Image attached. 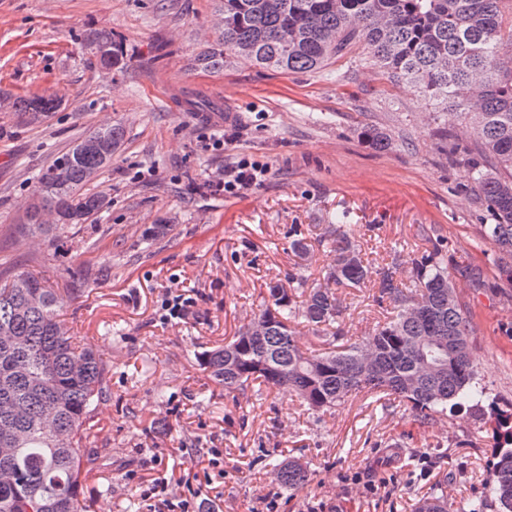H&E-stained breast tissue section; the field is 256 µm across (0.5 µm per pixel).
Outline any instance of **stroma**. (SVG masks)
Here are the masks:
<instances>
[{"label": "stroma", "mask_w": 512, "mask_h": 512, "mask_svg": "<svg viewBox=\"0 0 512 512\" xmlns=\"http://www.w3.org/2000/svg\"><path fill=\"white\" fill-rule=\"evenodd\" d=\"M216 0H0V91L57 92L40 123L0 112V270L30 273L65 292L75 343L108 365L90 421L98 470L83 487L88 512H148L139 485H197L222 512H414L433 492L478 495L493 460L496 411L512 410V282L478 227L491 218L449 144L468 137L412 88L391 83L363 45L319 72L283 73L233 57L194 69L215 37ZM121 35L129 66L105 74L78 48L84 26ZM193 97L213 103L189 110ZM121 122L126 140L86 192L109 204L73 238L19 231L33 179L78 137ZM382 129L387 150L365 129ZM237 139L211 150L213 135ZM268 164L263 182L228 197L209 185L238 158ZM168 232L148 239L154 225ZM314 241L345 224L373 267L444 246L472 317V359L487 400L431 421L361 392L311 415L275 388L226 392L199 352L223 345L257 312L269 281L296 273L288 230ZM190 288L184 319L162 303ZM374 281L342 291L344 339L363 340L384 312ZM224 451V473L196 483L202 454ZM306 462L311 483L291 493L271 464Z\"/></svg>", "instance_id": "35a3bbf8"}]
</instances>
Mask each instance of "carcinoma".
<instances>
[{
	"label": "carcinoma",
	"mask_w": 512,
	"mask_h": 512,
	"mask_svg": "<svg viewBox=\"0 0 512 512\" xmlns=\"http://www.w3.org/2000/svg\"><path fill=\"white\" fill-rule=\"evenodd\" d=\"M223 24L215 40L194 59L205 70L224 68V53L281 72H316L361 42L386 77L412 87L436 107L457 111L472 135L471 148L448 146V159L467 164L493 223L480 233L497 247L502 271L512 278V0H219ZM291 33L283 42L281 33ZM76 44L97 65L121 73L128 56L112 29L88 27ZM61 105L54 94L0 97L4 108L30 123ZM100 141L88 153L81 144ZM122 124L98 127L75 139L36 175L23 225L28 234L66 237L106 204L84 192L112 164L124 144ZM291 247L304 260L311 244L300 225L289 228ZM319 244L333 264L310 291L308 278L293 286H268L256 317L264 334L249 325L222 347L202 354L210 378L232 392L258 381L295 393L314 413L326 412L356 391H374L411 407L424 419L445 416L486 398L470 355L473 327L448 275V254L436 249L413 259V286L394 266L377 270L373 301L394 316L366 341L336 345L343 336L340 288H358L372 267L355 237L327 224ZM63 299L39 279L0 270V512H87L83 483L97 468L99 451L84 443L93 405L107 392V366L72 343L59 319ZM304 323L321 343L309 349L294 325ZM495 462L486 495L448 501L435 493L417 512H512V412H500L494 432ZM288 491L310 481L299 460L273 465Z\"/></svg>",
	"instance_id": "carcinoma-1"
}]
</instances>
